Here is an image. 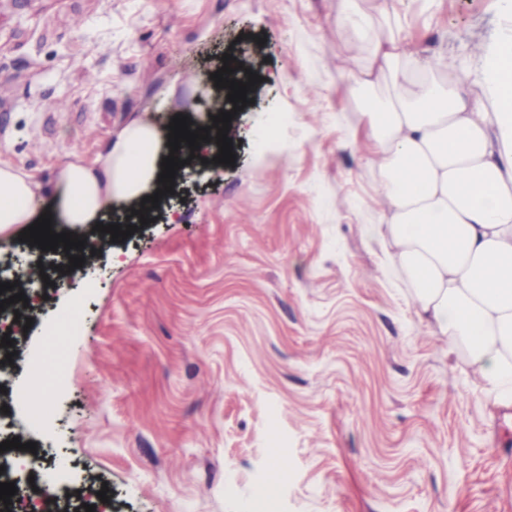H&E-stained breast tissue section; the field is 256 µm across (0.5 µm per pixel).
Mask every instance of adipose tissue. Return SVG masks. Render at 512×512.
<instances>
[{"label":"adipose tissue","mask_w":512,"mask_h":512,"mask_svg":"<svg viewBox=\"0 0 512 512\" xmlns=\"http://www.w3.org/2000/svg\"><path fill=\"white\" fill-rule=\"evenodd\" d=\"M352 79L367 92L387 88L366 112L387 204L367 233L413 283L425 324L466 353L496 401H511L512 278L501 270L512 266V32L479 75L421 59L390 34ZM167 152L146 120L109 134L94 158L57 170L59 223L90 227L154 195ZM45 193L33 174L0 162V235L33 223Z\"/></svg>","instance_id":"adipose-tissue-1"}]
</instances>
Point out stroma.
<instances>
[{
	"instance_id": "stroma-1",
	"label": "stroma",
	"mask_w": 512,
	"mask_h": 512,
	"mask_svg": "<svg viewBox=\"0 0 512 512\" xmlns=\"http://www.w3.org/2000/svg\"><path fill=\"white\" fill-rule=\"evenodd\" d=\"M368 38L482 69L499 0H399ZM367 40L336 0H0V161L52 183L135 117L216 114L231 55L260 80L234 165L178 180L173 215L91 277L40 285L0 349V443L75 478L58 512H512V402L420 323L365 225L385 209L351 91ZM63 109L55 110L51 101ZM48 416L23 425L30 362ZM273 497L261 489L270 476Z\"/></svg>"
}]
</instances>
